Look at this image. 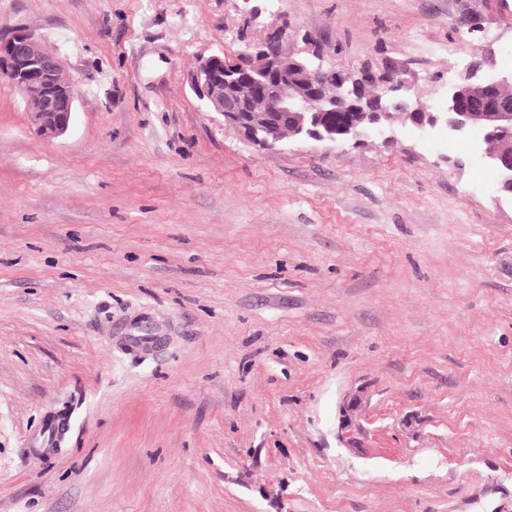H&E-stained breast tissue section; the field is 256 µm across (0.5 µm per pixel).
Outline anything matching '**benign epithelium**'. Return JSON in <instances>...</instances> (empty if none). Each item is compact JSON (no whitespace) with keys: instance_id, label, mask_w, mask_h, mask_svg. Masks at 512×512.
I'll use <instances>...</instances> for the list:
<instances>
[{"instance_id":"obj_1","label":"benign epithelium","mask_w":512,"mask_h":512,"mask_svg":"<svg viewBox=\"0 0 512 512\" xmlns=\"http://www.w3.org/2000/svg\"><path fill=\"white\" fill-rule=\"evenodd\" d=\"M248 48L263 64L261 73L229 70L224 67V54H211L197 61L190 86L209 111L259 148L283 142L282 130L287 126L294 141H358L369 132H384L395 115L417 129L443 124L451 133L465 134L479 127L488 140L512 137V97L496 95L508 77L484 73L478 66L449 87L447 111L427 112L422 104L400 94L406 81L397 70H327L317 54L311 58L286 50L279 35L250 42ZM0 71L23 94L38 100V109L32 113L38 135L56 139L67 133L77 86L41 39L25 30L0 38ZM329 80L336 89L332 98L323 95ZM60 96L66 100L62 110L57 109ZM254 98L268 105L259 117L251 107ZM488 158L499 174L500 189L512 195V151L490 152ZM360 404L358 395L343 401L342 426H349Z\"/></svg>"}]
</instances>
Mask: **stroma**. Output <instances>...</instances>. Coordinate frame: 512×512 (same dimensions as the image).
I'll use <instances>...</instances> for the list:
<instances>
[{"mask_svg":"<svg viewBox=\"0 0 512 512\" xmlns=\"http://www.w3.org/2000/svg\"><path fill=\"white\" fill-rule=\"evenodd\" d=\"M279 27L430 112L470 64L512 75V0H0L79 89L48 141L0 77V512H512L483 134L255 147L190 74ZM139 319L159 347L128 350Z\"/></svg>","mask_w":512,"mask_h":512,"instance_id":"35a3bbf8","label":"stroma"}]
</instances>
